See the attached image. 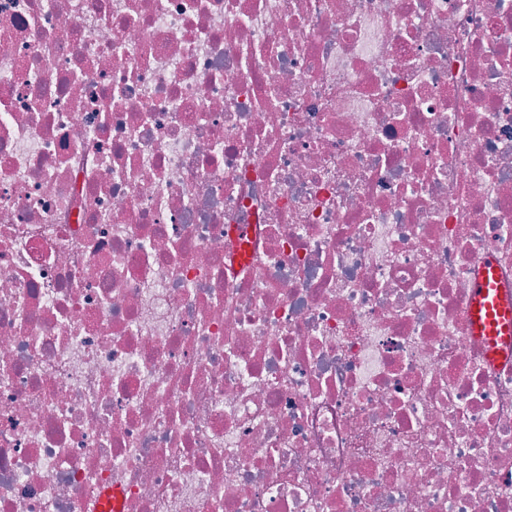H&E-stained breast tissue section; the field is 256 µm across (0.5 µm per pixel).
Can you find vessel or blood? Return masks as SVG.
<instances>
[{
  "mask_svg": "<svg viewBox=\"0 0 512 512\" xmlns=\"http://www.w3.org/2000/svg\"><path fill=\"white\" fill-rule=\"evenodd\" d=\"M467 312L472 332L485 341L490 359L512 357V299L499 290L492 263L483 265Z\"/></svg>",
  "mask_w": 512,
  "mask_h": 512,
  "instance_id": "vessel-or-blood-1",
  "label": "vessel or blood"
}]
</instances>
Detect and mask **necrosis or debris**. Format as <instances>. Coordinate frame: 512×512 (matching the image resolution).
Instances as JSON below:
<instances>
[{"label": "necrosis or debris", "mask_w": 512, "mask_h": 512, "mask_svg": "<svg viewBox=\"0 0 512 512\" xmlns=\"http://www.w3.org/2000/svg\"><path fill=\"white\" fill-rule=\"evenodd\" d=\"M512 0H0V512H512ZM471 329L481 337L490 359L499 361L512 355V300L496 284V272L491 262H486L475 281L467 305Z\"/></svg>", "instance_id": "necrosis-or-debris-1"}]
</instances>
